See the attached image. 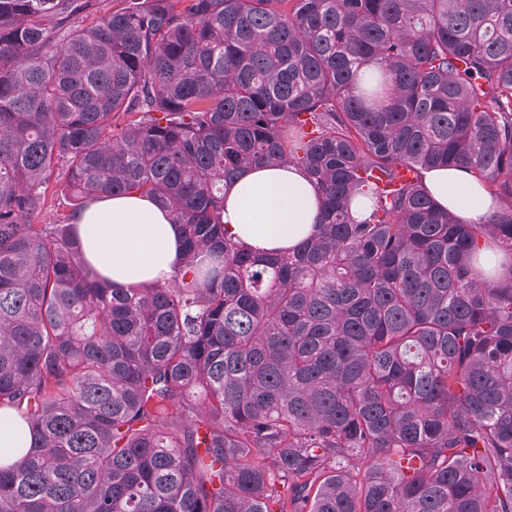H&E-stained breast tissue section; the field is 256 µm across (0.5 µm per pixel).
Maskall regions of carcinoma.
I'll use <instances>...</instances> for the list:
<instances>
[{"label": "carcinoma", "instance_id": "obj_1", "mask_svg": "<svg viewBox=\"0 0 512 512\" xmlns=\"http://www.w3.org/2000/svg\"><path fill=\"white\" fill-rule=\"evenodd\" d=\"M103 2L0 0V410L31 433L0 512H512V0ZM255 164L317 182L297 251L224 230ZM434 167L500 211L439 208ZM54 178L69 221L36 224ZM134 192L185 228L167 285L83 256L75 216ZM423 182L442 208H449L466 223L478 224L500 210V203L467 169H430L424 172ZM464 198L467 203L463 202Z\"/></svg>", "mask_w": 512, "mask_h": 512}]
</instances>
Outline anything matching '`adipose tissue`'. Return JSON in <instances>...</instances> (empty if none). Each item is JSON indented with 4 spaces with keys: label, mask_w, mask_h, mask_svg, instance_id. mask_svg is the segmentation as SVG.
<instances>
[{
    "label": "adipose tissue",
    "mask_w": 512,
    "mask_h": 512,
    "mask_svg": "<svg viewBox=\"0 0 512 512\" xmlns=\"http://www.w3.org/2000/svg\"><path fill=\"white\" fill-rule=\"evenodd\" d=\"M431 197L464 222L477 224L500 209L482 182L463 168L423 174ZM314 182L299 168L252 166L224 195V227L256 253L295 250L321 220ZM84 257L116 288L169 282L183 258V225L153 197L139 193L90 202L75 219Z\"/></svg>",
    "instance_id": "1"
}]
</instances>
